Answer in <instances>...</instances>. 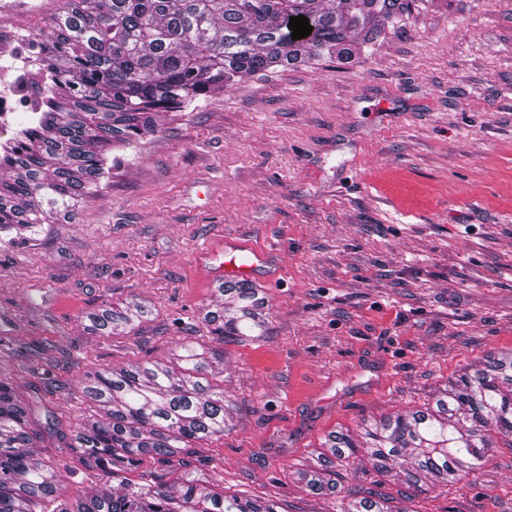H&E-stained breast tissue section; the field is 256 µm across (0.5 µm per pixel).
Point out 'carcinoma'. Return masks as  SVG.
I'll use <instances>...</instances> for the list:
<instances>
[{"label": "carcinoma", "mask_w": 512, "mask_h": 512, "mask_svg": "<svg viewBox=\"0 0 512 512\" xmlns=\"http://www.w3.org/2000/svg\"><path fill=\"white\" fill-rule=\"evenodd\" d=\"M414 0H65L48 31L30 37L40 109L13 142L0 145V232L34 230L70 211L109 175V154L156 131V114L182 111L248 75L316 57L359 31L371 42L376 18L392 23ZM311 34L294 40L290 18ZM234 308L207 314L214 332L243 336L264 323V300L248 283L220 289ZM203 354L185 338L176 366L134 363L89 377L86 396L104 410L74 434L72 450L100 489L68 494L40 456L31 406L0 382V512H278L273 501L242 502L207 478L132 486L124 473L144 455L182 461L191 443L224 435V390L202 381ZM512 442V355L467 368L432 407L365 423L354 437L328 435L334 459L323 467L367 463L379 475L402 469L458 484L481 466L495 437ZM365 449V459L357 449ZM313 494L336 492L312 478ZM349 512H408L381 497L348 503Z\"/></svg>", "instance_id": "cac0c4a2"}]
</instances>
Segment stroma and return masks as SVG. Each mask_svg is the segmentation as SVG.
<instances>
[{
  "label": "stroma",
  "mask_w": 512,
  "mask_h": 512,
  "mask_svg": "<svg viewBox=\"0 0 512 512\" xmlns=\"http://www.w3.org/2000/svg\"><path fill=\"white\" fill-rule=\"evenodd\" d=\"M284 252L263 335L221 339L224 239ZM143 306L107 336L92 315ZM233 403L187 466L144 457L132 482L185 469L281 512H340L377 493L406 512H512V448L474 478L419 490L341 468L331 495L298 474L330 432L434 404L512 351V0H415L378 40L247 76L117 158L108 179L19 242L0 241V380L37 395L58 474L96 478L69 446L88 374L172 361L183 337Z\"/></svg>",
  "instance_id": "stroma-1"
}]
</instances>
